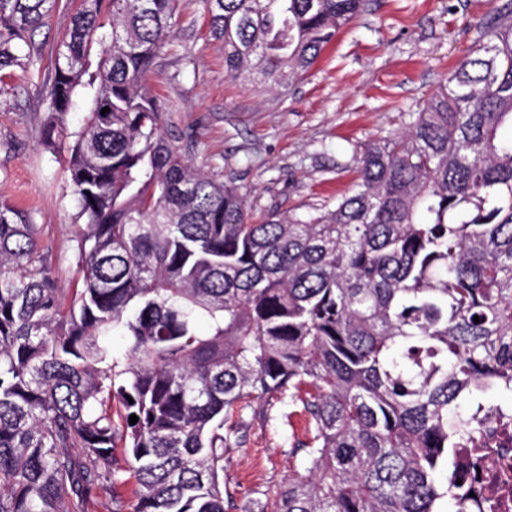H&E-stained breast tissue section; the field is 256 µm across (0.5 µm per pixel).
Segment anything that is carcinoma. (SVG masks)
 I'll list each match as a JSON object with an SVG mask.
<instances>
[{
    "mask_svg": "<svg viewBox=\"0 0 512 512\" xmlns=\"http://www.w3.org/2000/svg\"><path fill=\"white\" fill-rule=\"evenodd\" d=\"M177 2L0 0L1 75L74 9L44 141L70 140L84 220L65 287L44 225L0 200V512H80L119 450L117 512H229L224 420L284 396L307 475L243 512H462L456 449L512 410V0L400 131L354 149L347 195L258 220L152 93ZM364 6L204 0L226 72L284 90ZM492 386L509 405L458 412Z\"/></svg>",
    "mask_w": 512,
    "mask_h": 512,
    "instance_id": "cac0c4a2",
    "label": "carcinoma"
}]
</instances>
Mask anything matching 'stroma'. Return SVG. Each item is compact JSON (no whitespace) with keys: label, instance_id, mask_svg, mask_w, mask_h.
<instances>
[{"label":"stroma","instance_id":"stroma-1","mask_svg":"<svg viewBox=\"0 0 512 512\" xmlns=\"http://www.w3.org/2000/svg\"><path fill=\"white\" fill-rule=\"evenodd\" d=\"M504 0H366L316 63L288 90L230 77L210 38L203 0H179L172 45L157 59L152 90L168 126L192 140L193 163L236 186L255 213L314 214L350 190L354 147L394 133L469 50ZM71 25L56 13L35 38L33 63L0 79V198L48 227L62 281L77 275L71 235L77 203L68 144L46 146L52 52ZM306 418L273 402L224 459L237 507L306 472L293 442Z\"/></svg>","mask_w":512,"mask_h":512}]
</instances>
